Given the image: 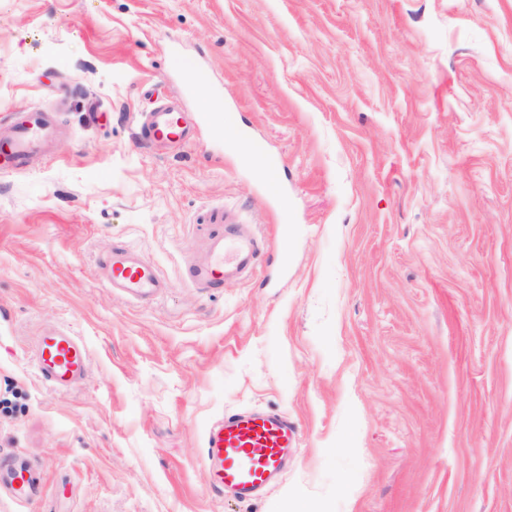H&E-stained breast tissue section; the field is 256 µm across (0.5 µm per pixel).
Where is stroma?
<instances>
[{"instance_id":"1","label":"stroma","mask_w":512,"mask_h":512,"mask_svg":"<svg viewBox=\"0 0 512 512\" xmlns=\"http://www.w3.org/2000/svg\"><path fill=\"white\" fill-rule=\"evenodd\" d=\"M185 63L232 124L139 141L155 99L195 111ZM44 107L53 160L0 172V512H512V0H0V126ZM229 218L255 269L193 286ZM115 247L165 291L103 287ZM53 328L89 352L66 390ZM246 409L299 438L256 500L202 458ZM36 368L46 383L58 389L77 385L89 366V354L79 336L57 329L40 336L35 353Z\"/></svg>"}]
</instances>
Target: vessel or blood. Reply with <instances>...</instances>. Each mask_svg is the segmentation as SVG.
<instances>
[{
	"mask_svg": "<svg viewBox=\"0 0 512 512\" xmlns=\"http://www.w3.org/2000/svg\"><path fill=\"white\" fill-rule=\"evenodd\" d=\"M140 135L149 143L179 146L188 140L189 127L184 113L161 104L143 115ZM56 136L50 111L24 113L0 138V168L23 169L30 160L49 155ZM257 250L258 239L249 225H225L223 233L210 239L207 256L191 269L190 280L195 286L208 288L251 273ZM99 271L105 286L135 299L157 296L167 286L153 261L126 249L108 252ZM35 360L43 381L58 389L77 385L89 366L84 341L57 329L40 336ZM296 446V432L288 418L238 413L208 430L204 451L214 487L249 497L270 484Z\"/></svg>",
	"mask_w": 512,
	"mask_h": 512,
	"instance_id": "obj_1",
	"label": "vessel or blood"
}]
</instances>
